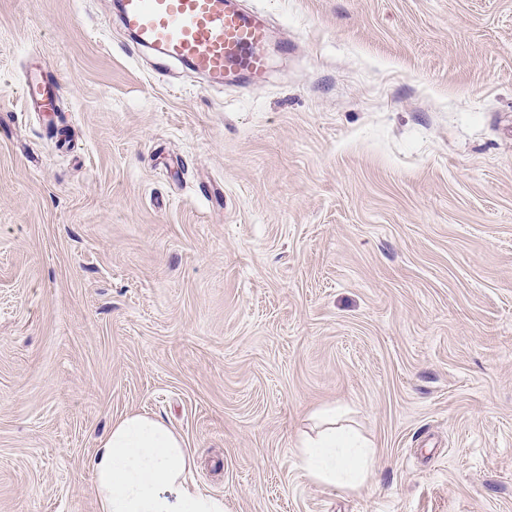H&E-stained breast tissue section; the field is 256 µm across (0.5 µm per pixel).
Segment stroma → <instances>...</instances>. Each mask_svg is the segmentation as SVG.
Segmentation results:
<instances>
[{
	"instance_id": "35a3bbf8",
	"label": "stroma",
	"mask_w": 512,
	"mask_h": 512,
	"mask_svg": "<svg viewBox=\"0 0 512 512\" xmlns=\"http://www.w3.org/2000/svg\"><path fill=\"white\" fill-rule=\"evenodd\" d=\"M240 2L268 70L211 87L0 0V512H99L129 413L224 512H512V0ZM326 410L358 490L297 466ZM22 95L34 112H56L58 96L54 84L41 75H33L22 85Z\"/></svg>"
}]
</instances>
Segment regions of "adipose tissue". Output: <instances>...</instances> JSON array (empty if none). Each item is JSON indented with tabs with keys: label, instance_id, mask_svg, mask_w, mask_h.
<instances>
[{
	"label": "adipose tissue",
	"instance_id": "obj_1",
	"mask_svg": "<svg viewBox=\"0 0 512 512\" xmlns=\"http://www.w3.org/2000/svg\"><path fill=\"white\" fill-rule=\"evenodd\" d=\"M375 454L371 443L332 425L301 440L298 460L314 482L356 490ZM193 465L184 440L161 421L142 414L117 419L93 461L100 512H224L222 497L189 486Z\"/></svg>",
	"mask_w": 512,
	"mask_h": 512
}]
</instances>
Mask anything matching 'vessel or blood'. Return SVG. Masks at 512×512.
Segmentation results:
<instances>
[{"label":"vessel or blood","instance_id":"vessel-or-blood-1","mask_svg":"<svg viewBox=\"0 0 512 512\" xmlns=\"http://www.w3.org/2000/svg\"><path fill=\"white\" fill-rule=\"evenodd\" d=\"M119 17L138 46L159 52L160 63H182L210 85L235 73L259 78L267 69V30L237 0H120ZM22 95L33 111L58 109L55 86L43 76L28 78Z\"/></svg>","mask_w":512,"mask_h":512}]
</instances>
